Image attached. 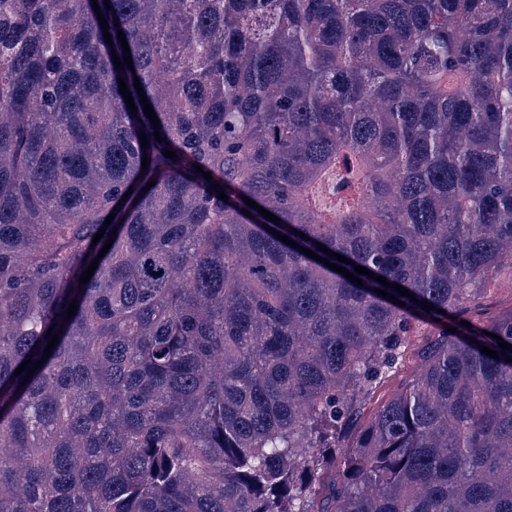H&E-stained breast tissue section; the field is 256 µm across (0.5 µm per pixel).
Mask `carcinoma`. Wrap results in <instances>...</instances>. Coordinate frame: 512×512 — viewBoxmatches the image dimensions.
Masks as SVG:
<instances>
[{
	"instance_id": "cac0c4a2",
	"label": "carcinoma",
	"mask_w": 512,
	"mask_h": 512,
	"mask_svg": "<svg viewBox=\"0 0 512 512\" xmlns=\"http://www.w3.org/2000/svg\"><path fill=\"white\" fill-rule=\"evenodd\" d=\"M109 3L0 0V512H512V0ZM502 285L500 288H492L490 294L484 299L480 309H471L463 316H457L456 320L461 322L464 318L479 325L487 323L500 314H505L512 309V288L508 272L500 277ZM426 335L427 332L423 328H419L417 336L412 337L411 343L405 352L403 360L400 361V364L396 369L390 372L388 376L381 381L379 387L376 389L374 397L364 409V414L358 420L350 422L346 426L344 430V443H347L356 437L363 426L366 417L381 406L397 388L404 385L409 380L414 371L416 354L425 349L433 338L432 336Z\"/></svg>"
}]
</instances>
